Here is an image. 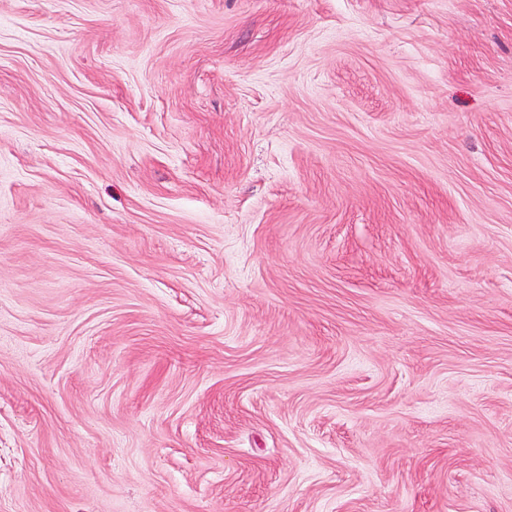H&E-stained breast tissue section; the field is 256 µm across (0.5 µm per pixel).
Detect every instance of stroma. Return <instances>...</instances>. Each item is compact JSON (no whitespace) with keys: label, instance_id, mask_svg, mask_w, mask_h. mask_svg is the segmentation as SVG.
Segmentation results:
<instances>
[{"label":"stroma","instance_id":"obj_1","mask_svg":"<svg viewBox=\"0 0 512 512\" xmlns=\"http://www.w3.org/2000/svg\"><path fill=\"white\" fill-rule=\"evenodd\" d=\"M0 512H512V0H0Z\"/></svg>","mask_w":512,"mask_h":512}]
</instances>
